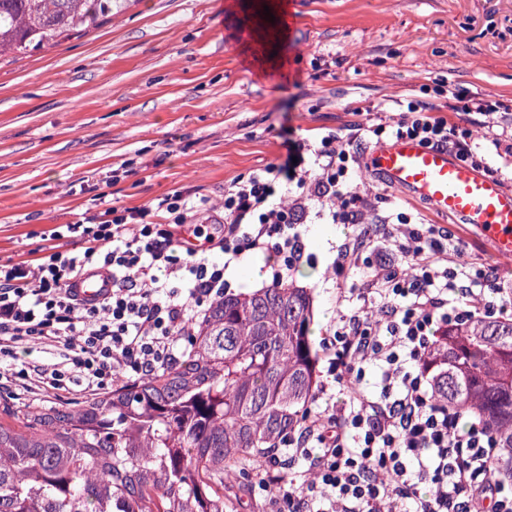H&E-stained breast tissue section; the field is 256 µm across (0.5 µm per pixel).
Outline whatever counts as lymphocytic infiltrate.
I'll return each mask as SVG.
<instances>
[{
	"label": "lymphocytic infiltrate",
	"mask_w": 512,
	"mask_h": 512,
	"mask_svg": "<svg viewBox=\"0 0 512 512\" xmlns=\"http://www.w3.org/2000/svg\"><path fill=\"white\" fill-rule=\"evenodd\" d=\"M357 132L415 138L485 167L470 130L422 101ZM287 155L284 163L233 181L219 219L197 221L198 205L180 194L159 199L165 224L147 222L144 209L109 206L98 223L66 225V234L84 240L81 252L1 262L0 381L32 379L56 395L77 386L99 395L111 391L117 374L136 380L175 366L186 353L182 331L224 294L225 264L271 249L281 258L272 281L284 283L303 260L299 226L315 206L332 221L358 227L362 239L368 225L390 226L401 261L378 266L366 305L341 315L326 336L328 373L344 390L321 387L320 405L287 442L289 457L309 462L313 480L266 469L264 484L278 490L272 512H512V485L489 477L497 438L479 423L460 428L458 415L435 399L422 365L448 324L507 312L512 289L496 267L463 262L460 242L447 231L403 213L392 221L374 214L350 178L364 158L352 142L335 135L293 140ZM289 183L293 195L280 199ZM195 239L220 250L223 263L200 259ZM100 268L112 274L111 293L96 303L80 301L72 284ZM27 342L61 344L59 362L48 368L18 361L15 349ZM368 363L380 370L376 396L356 386Z\"/></svg>",
	"instance_id": "lymphocytic-infiltrate-1"
}]
</instances>
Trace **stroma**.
<instances>
[{"mask_svg": "<svg viewBox=\"0 0 512 512\" xmlns=\"http://www.w3.org/2000/svg\"><path fill=\"white\" fill-rule=\"evenodd\" d=\"M512 105V0H130L112 22L60 46L0 59V262L80 251L50 229L91 222L98 194L118 209H150L181 193L221 208L224 189L282 162L291 138L347 135L369 110L396 115L421 100L473 127L491 169L512 187V113L492 133L454 113L457 97ZM376 212L447 228L475 266L488 246L369 172L359 182ZM292 278L311 289L315 347L360 307L372 268L396 259L380 232L370 262L339 272L351 226L309 214ZM274 252L227 266L229 292L271 284ZM40 388L0 390V411L71 408Z\"/></svg>", "mask_w": 512, "mask_h": 512, "instance_id": "stroma-1", "label": "stroma"}]
</instances>
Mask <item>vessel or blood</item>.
I'll return each mask as SVG.
<instances>
[{
    "mask_svg": "<svg viewBox=\"0 0 512 512\" xmlns=\"http://www.w3.org/2000/svg\"><path fill=\"white\" fill-rule=\"evenodd\" d=\"M369 167L438 215L475 228L487 239L495 258L512 260V188L496 176L409 137L377 148ZM111 289L112 275L104 270L87 272L72 286L85 302L100 301Z\"/></svg>",
    "mask_w": 512,
    "mask_h": 512,
    "instance_id": "obj_1",
    "label": "vessel or blood"
}]
</instances>
